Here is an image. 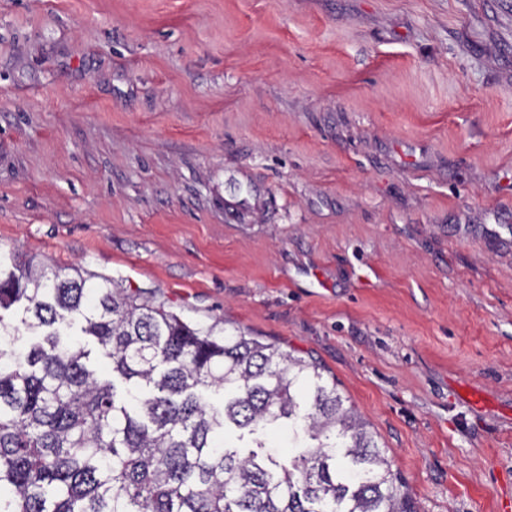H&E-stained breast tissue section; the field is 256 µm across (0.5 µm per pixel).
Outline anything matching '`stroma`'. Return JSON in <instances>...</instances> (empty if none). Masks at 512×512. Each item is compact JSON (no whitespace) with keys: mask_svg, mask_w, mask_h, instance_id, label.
Returning <instances> with one entry per match:
<instances>
[{"mask_svg":"<svg viewBox=\"0 0 512 512\" xmlns=\"http://www.w3.org/2000/svg\"><path fill=\"white\" fill-rule=\"evenodd\" d=\"M0 251L315 361L416 512L512 503V0H0Z\"/></svg>","mask_w":512,"mask_h":512,"instance_id":"1","label":"stroma"}]
</instances>
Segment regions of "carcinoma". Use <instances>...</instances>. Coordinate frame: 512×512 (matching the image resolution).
<instances>
[{
    "label": "carcinoma",
    "mask_w": 512,
    "mask_h": 512,
    "mask_svg": "<svg viewBox=\"0 0 512 512\" xmlns=\"http://www.w3.org/2000/svg\"><path fill=\"white\" fill-rule=\"evenodd\" d=\"M0 252V512H413L319 367L220 323L192 325L108 280ZM83 322L112 380L59 328ZM288 426L294 455L260 436Z\"/></svg>",
    "instance_id": "cac0c4a2"
}]
</instances>
